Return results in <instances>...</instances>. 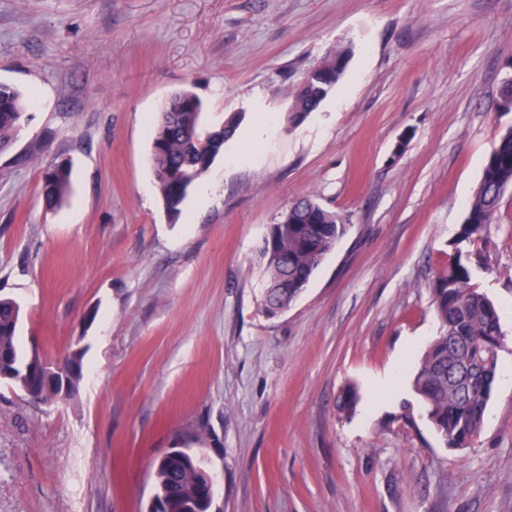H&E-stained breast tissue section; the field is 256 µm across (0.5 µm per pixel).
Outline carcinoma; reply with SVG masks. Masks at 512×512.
Returning <instances> with one entry per match:
<instances>
[{
	"mask_svg": "<svg viewBox=\"0 0 512 512\" xmlns=\"http://www.w3.org/2000/svg\"><path fill=\"white\" fill-rule=\"evenodd\" d=\"M347 46L329 54L305 77L287 113L295 124L316 111L343 75L350 57ZM32 100L18 88L0 83V151L9 150L25 121ZM204 106L184 89L163 103L151 130V161L167 211L177 216L190 188L208 171L245 119L236 112L219 126L204 123ZM71 170L58 164L44 173V204L58 207L67 196ZM512 189V130L501 134L483 167L479 187L462 224L450 242L445 264L431 285L432 308L440 323L419 362L412 381L426 416L448 448L469 447L478 437L498 374L504 334L497 307L474 281V267L482 264L480 252L470 246L484 240ZM288 230L272 226L258 248L261 281L260 306H288L296 300L326 255L345 234V218L305 195L288 206ZM21 312L11 298L0 299V348L10 349L16 363L27 358L18 326ZM359 401L356 388L344 390L338 402L343 413ZM156 501L161 512H206L196 459L187 455L180 466L154 465Z\"/></svg>",
	"mask_w": 512,
	"mask_h": 512,
	"instance_id": "obj_1",
	"label": "carcinoma"
}]
</instances>
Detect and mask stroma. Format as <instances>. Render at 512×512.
<instances>
[{"label": "stroma", "mask_w": 512, "mask_h": 512, "mask_svg": "<svg viewBox=\"0 0 512 512\" xmlns=\"http://www.w3.org/2000/svg\"><path fill=\"white\" fill-rule=\"evenodd\" d=\"M511 59L512 0H0V83L32 97L0 154V296L24 348L85 351L53 404L0 384V512H143L172 447L219 473L220 512H512V194L477 274L505 346L473 445L445 447L411 386L440 332L430 284L512 127ZM182 89L245 119L173 218L149 128ZM59 163L72 191L49 210ZM303 195L347 231L269 317L258 247ZM351 55L352 49L349 46L338 49L324 58L311 75L305 77L287 113V123L295 124L320 107L343 75ZM71 184V170L58 164L44 173V204L50 209L58 207L67 196Z\"/></svg>", "instance_id": "35a3bbf8"}]
</instances>
